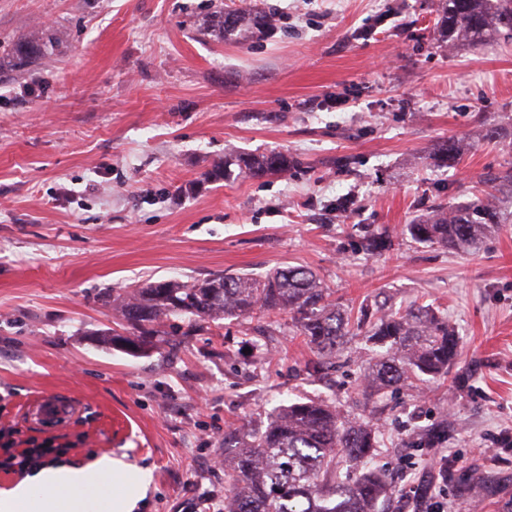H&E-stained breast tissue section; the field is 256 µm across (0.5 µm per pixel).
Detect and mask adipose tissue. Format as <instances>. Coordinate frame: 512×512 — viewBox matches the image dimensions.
I'll return each mask as SVG.
<instances>
[{
	"mask_svg": "<svg viewBox=\"0 0 512 512\" xmlns=\"http://www.w3.org/2000/svg\"><path fill=\"white\" fill-rule=\"evenodd\" d=\"M149 469L105 456L94 469L49 466L0 493V512H136Z\"/></svg>",
	"mask_w": 512,
	"mask_h": 512,
	"instance_id": "adipose-tissue-1",
	"label": "adipose tissue"
}]
</instances>
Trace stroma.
I'll return each instance as SVG.
<instances>
[{"label": "stroma", "mask_w": 512, "mask_h": 512, "mask_svg": "<svg viewBox=\"0 0 512 512\" xmlns=\"http://www.w3.org/2000/svg\"><path fill=\"white\" fill-rule=\"evenodd\" d=\"M262 7L272 30H253ZM240 22L223 34L220 14ZM439 0H0V429L57 393L88 421L69 460L149 467L140 512H212L224 498V434L266 426L295 396L350 414L360 340L307 377L314 354L287 313L206 321L176 346L101 343L112 291L148 279L315 271L359 307L380 292L430 305L459 338L448 377L387 393L378 512H512V223L472 250L403 236L434 203L470 201L512 165V44L448 46ZM55 35L24 69L12 49ZM466 147L456 167L434 144ZM302 161L279 177H214L236 154ZM396 231L365 255L357 227ZM448 419L447 478L417 428ZM490 481L480 505L459 494ZM428 486L422 507L402 497Z\"/></svg>", "instance_id": "35a3bbf8"}]
</instances>
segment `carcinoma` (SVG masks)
I'll return each instance as SVG.
<instances>
[{"instance_id":"1","label":"carcinoma","mask_w":512,"mask_h":512,"mask_svg":"<svg viewBox=\"0 0 512 512\" xmlns=\"http://www.w3.org/2000/svg\"><path fill=\"white\" fill-rule=\"evenodd\" d=\"M442 38L512 42V0H440ZM43 30L14 49L18 65L44 53ZM455 139L439 143L433 155L448 166L460 159ZM252 178L286 174L301 160L283 152L242 153L224 160ZM512 213L500 210L487 196L454 208L438 206L404 225L402 234L417 243L461 250L475 245L495 224ZM366 253L377 255L391 246L385 230L359 225ZM119 303L126 346L139 351L155 336L186 321L192 327L205 318H237L255 311L286 312L298 335L317 353L308 373L331 363L355 337L375 350L376 361L363 369V415L349 417L324 398L288 401L259 431L233 429L224 433V506L230 512H377L388 491L386 478L368 472L354 480L343 468L373 456L380 441L373 422L375 403L388 388L408 382L425 383L448 370L458 356V337L448 319L424 305L395 309L387 300L362 305L357 313L331 299L317 275L305 267L277 268L264 276L215 274L204 280H158L112 294ZM448 436L434 424L420 431V442L432 448Z\"/></svg>"}]
</instances>
